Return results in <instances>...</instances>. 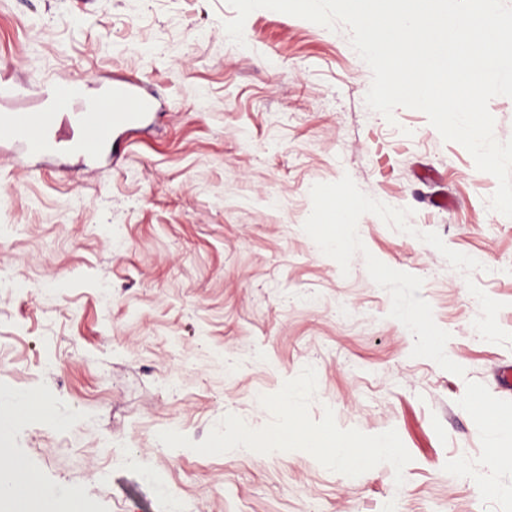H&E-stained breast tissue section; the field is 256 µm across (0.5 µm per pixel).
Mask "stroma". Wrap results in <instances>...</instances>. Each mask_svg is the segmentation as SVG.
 <instances>
[{"label": "stroma", "mask_w": 512, "mask_h": 512, "mask_svg": "<svg viewBox=\"0 0 512 512\" xmlns=\"http://www.w3.org/2000/svg\"><path fill=\"white\" fill-rule=\"evenodd\" d=\"M235 15L227 0H0V75L133 70L166 104L105 171L0 155L15 198L0 225L18 227L0 234V276L26 284L0 288V398H38L0 439L60 491L57 512H167L172 498L182 512H512V439L496 441L512 416L497 382L512 364V218L489 208L495 177L424 112L368 110L372 73L343 23L261 8L238 45ZM346 175L480 262L456 270L414 234L358 221L377 259L423 278L465 376L412 357L362 255L342 274L304 232L312 186ZM382 439L398 462L353 469L331 450ZM259 440L275 453L223 450Z\"/></svg>", "instance_id": "obj_1"}]
</instances>
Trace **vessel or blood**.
<instances>
[{
	"label": "vessel or blood",
	"instance_id": "1",
	"mask_svg": "<svg viewBox=\"0 0 512 512\" xmlns=\"http://www.w3.org/2000/svg\"><path fill=\"white\" fill-rule=\"evenodd\" d=\"M160 108V99L128 73L98 82L91 95L73 79L19 84L5 78L0 80V147L33 170L45 157L66 151L92 165L107 164L120 153L123 131L151 125Z\"/></svg>",
	"mask_w": 512,
	"mask_h": 512
}]
</instances>
